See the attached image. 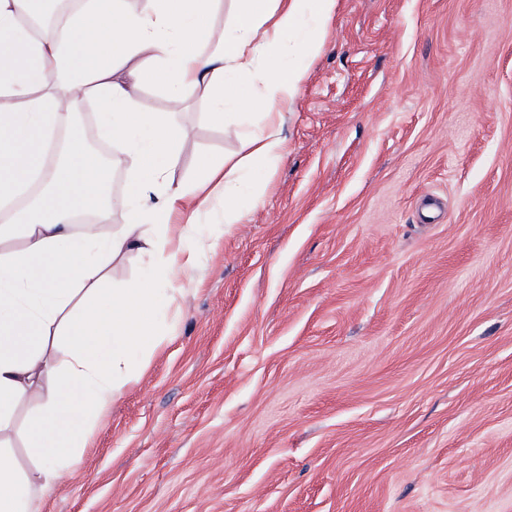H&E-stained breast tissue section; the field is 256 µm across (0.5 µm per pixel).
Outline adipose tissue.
I'll return each instance as SVG.
<instances>
[{
	"label": "adipose tissue",
	"instance_id": "adipose-tissue-1",
	"mask_svg": "<svg viewBox=\"0 0 512 512\" xmlns=\"http://www.w3.org/2000/svg\"><path fill=\"white\" fill-rule=\"evenodd\" d=\"M44 0H0V512H31L39 492L70 473L134 377L129 357L153 354L156 329L179 319L197 270L194 219L214 198L241 223L288 154L286 112L322 46L336 0H232L231 21L208 20L220 0H84L50 34L27 20ZM161 81L171 111L146 112L136 90ZM188 91L209 98L222 126L245 110L265 121L237 152L184 183L172 172L185 141L176 110ZM95 100L101 140L118 145L123 197L112 169L89 151L74 115ZM126 212L116 231L114 209ZM147 257L141 276L110 287L115 260ZM38 407L28 431L39 467L20 473L4 447L19 405Z\"/></svg>",
	"mask_w": 512,
	"mask_h": 512
}]
</instances>
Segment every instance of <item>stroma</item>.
Wrapping results in <instances>:
<instances>
[{
  "label": "stroma",
  "mask_w": 512,
  "mask_h": 512,
  "mask_svg": "<svg viewBox=\"0 0 512 512\" xmlns=\"http://www.w3.org/2000/svg\"><path fill=\"white\" fill-rule=\"evenodd\" d=\"M283 133L34 512H512V0H337Z\"/></svg>",
  "instance_id": "stroma-1"
}]
</instances>
